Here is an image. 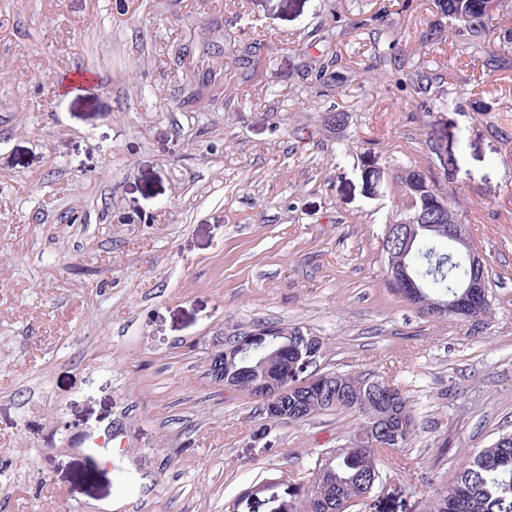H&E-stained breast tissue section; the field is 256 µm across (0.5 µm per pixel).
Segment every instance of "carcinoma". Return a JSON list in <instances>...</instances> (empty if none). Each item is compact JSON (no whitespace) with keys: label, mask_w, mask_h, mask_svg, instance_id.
Segmentation results:
<instances>
[{"label":"carcinoma","mask_w":512,"mask_h":512,"mask_svg":"<svg viewBox=\"0 0 512 512\" xmlns=\"http://www.w3.org/2000/svg\"><path fill=\"white\" fill-rule=\"evenodd\" d=\"M505 0H435L441 16L461 41L475 53L485 51L486 20ZM400 183L404 195L430 203L440 198L427 176L416 168L406 169ZM387 285L419 309L434 313V304L448 300L449 285L467 277L469 268L458 257L448 258V224L439 219L432 226L410 235L382 240ZM262 347L246 357L236 356L232 369L245 384L274 375L285 386L297 383L291 372L296 353L278 351L280 338L266 329L257 330ZM283 423L302 422L327 411H350L355 426L346 443L315 464L308 485L298 489L278 477L267 478L237 499L231 512H255L252 501L279 496V512H347L353 503L367 497L381 478L377 448L398 437L409 448L416 437V422L410 400L399 389L383 381L349 374H336V381L323 387L300 388L283 397ZM381 421L383 435L370 441L366 425ZM426 512H512V433H502L460 468L455 479L435 489Z\"/></svg>","instance_id":"1"}]
</instances>
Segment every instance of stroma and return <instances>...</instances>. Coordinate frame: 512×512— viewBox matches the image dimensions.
<instances>
[{"label": "stroma", "mask_w": 512, "mask_h": 512, "mask_svg": "<svg viewBox=\"0 0 512 512\" xmlns=\"http://www.w3.org/2000/svg\"><path fill=\"white\" fill-rule=\"evenodd\" d=\"M173 45L218 99L184 103ZM75 68L95 82L52 87ZM408 168L459 201L484 323L386 286ZM258 328L409 397L414 445L350 512H423L430 476L512 431V53L473 58L434 0H0V512H228L307 483L354 415L278 425L215 383Z\"/></svg>", "instance_id": "35a3bbf8"}]
</instances>
